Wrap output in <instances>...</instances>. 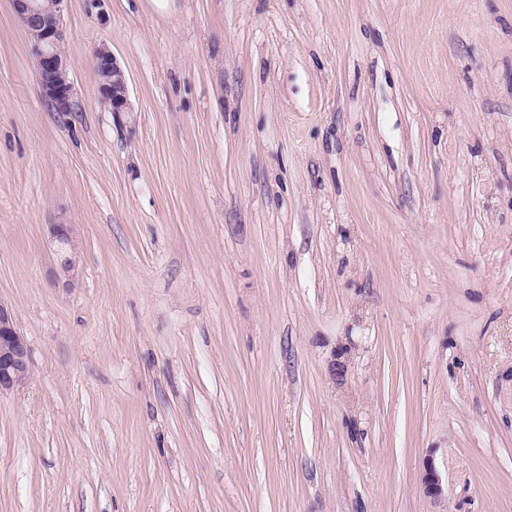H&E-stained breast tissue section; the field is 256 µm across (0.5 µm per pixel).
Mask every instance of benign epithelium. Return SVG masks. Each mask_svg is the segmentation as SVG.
Masks as SVG:
<instances>
[{"label": "benign epithelium", "mask_w": 512, "mask_h": 512, "mask_svg": "<svg viewBox=\"0 0 512 512\" xmlns=\"http://www.w3.org/2000/svg\"><path fill=\"white\" fill-rule=\"evenodd\" d=\"M15 14L24 23L31 41V54L45 101L57 112L75 109V87L70 61L64 51L66 33L63 14L67 0H11ZM95 71L104 76L96 86L97 95L114 114L131 111L129 86L125 71L105 45L94 53ZM51 239L57 244L59 264L57 279L65 286L76 278L78 246L72 225L58 222L48 225ZM30 351L17 330L12 309L0 301V393L23 384L30 376ZM425 496L441 502L448 483L432 461H427L420 479Z\"/></svg>", "instance_id": "benign-epithelium-1"}]
</instances>
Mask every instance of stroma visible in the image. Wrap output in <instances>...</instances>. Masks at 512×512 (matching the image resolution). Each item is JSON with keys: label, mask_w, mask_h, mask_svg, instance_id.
<instances>
[{"label": "stroma", "mask_w": 512, "mask_h": 512, "mask_svg": "<svg viewBox=\"0 0 512 512\" xmlns=\"http://www.w3.org/2000/svg\"><path fill=\"white\" fill-rule=\"evenodd\" d=\"M64 26L69 113L0 0V300L32 357L0 512H512V0H67ZM95 71L104 76L97 86V95L109 112L119 115L130 112L129 86L125 71L107 46L94 53ZM48 231L59 252L57 279L63 280L66 287L72 286L76 278L78 254V246L72 236V224H49ZM420 483L425 496L432 499L434 502L440 503L445 498L448 482H445V479L431 460H427L426 462Z\"/></svg>", "instance_id": "stroma-1"}]
</instances>
